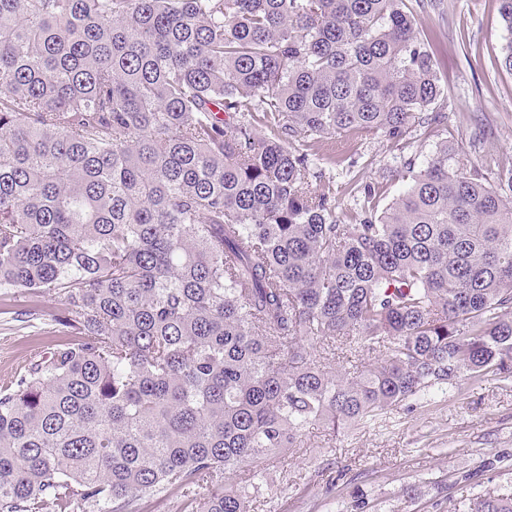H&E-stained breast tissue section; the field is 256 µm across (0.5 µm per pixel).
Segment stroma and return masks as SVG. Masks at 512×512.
<instances>
[{
	"label": "stroma",
	"instance_id": "35a3bbf8",
	"mask_svg": "<svg viewBox=\"0 0 512 512\" xmlns=\"http://www.w3.org/2000/svg\"><path fill=\"white\" fill-rule=\"evenodd\" d=\"M419 26L436 34V62L444 94L436 111L464 166L482 168L491 183L512 171V75L497 59L508 33L497 0H408ZM352 164L318 158L324 180L378 183L387 198L406 184L402 159L424 162L436 132L413 127L404 149L383 136L335 137ZM54 297H0V376L57 337ZM262 494L254 512H346L354 501L366 512H454L479 493L512 495V385L488 379L432 397L413 413L391 414L386 426H358L329 435L310 430L276 464L249 469Z\"/></svg>",
	"mask_w": 512,
	"mask_h": 512
}]
</instances>
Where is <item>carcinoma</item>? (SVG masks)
<instances>
[{
	"mask_svg": "<svg viewBox=\"0 0 512 512\" xmlns=\"http://www.w3.org/2000/svg\"><path fill=\"white\" fill-rule=\"evenodd\" d=\"M442 94L406 0H0V290L66 306L0 380V512L210 486L205 512H251L225 482L316 426L512 382V204L483 172L442 138L353 224L313 186L316 145L398 148Z\"/></svg>",
	"mask_w": 512,
	"mask_h": 512,
	"instance_id": "obj_1",
	"label": "carcinoma"
}]
</instances>
